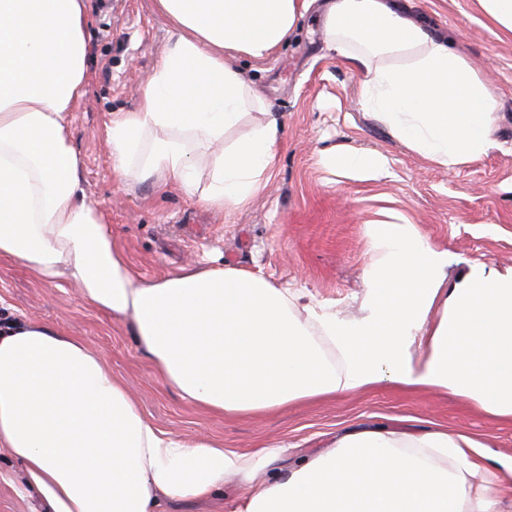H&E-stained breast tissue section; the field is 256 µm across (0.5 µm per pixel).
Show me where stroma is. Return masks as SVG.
Masks as SVG:
<instances>
[{
	"instance_id": "stroma-1",
	"label": "stroma",
	"mask_w": 512,
	"mask_h": 512,
	"mask_svg": "<svg viewBox=\"0 0 512 512\" xmlns=\"http://www.w3.org/2000/svg\"><path fill=\"white\" fill-rule=\"evenodd\" d=\"M398 3L412 19L451 37L490 79L498 100L493 126L501 149L451 171L396 141L363 111L361 76L329 49L324 0H314L297 34L273 56L229 59L281 115L284 131L267 189L242 209L222 211L150 181L122 179L115 171L107 128L116 113L138 108L144 81L166 49L167 21L155 0H88L91 52L85 93L70 114L72 139L82 159L86 199L102 212L134 273L161 278L194 263L231 265L355 316L365 291L363 269L371 259L366 226L385 208L397 210L447 249L449 275L471 261L512 266V40L499 38L475 0ZM335 146L384 154L390 177L360 181L330 174L320 156ZM0 313L22 314L82 339L146 417L186 440L206 435L241 449L285 444L304 456L326 450L350 423L411 416L512 456L511 424L496 423L464 398L409 393L388 384L274 414H211L164 384L129 326L87 309L74 283L48 286L18 263L0 262Z\"/></svg>"
}]
</instances>
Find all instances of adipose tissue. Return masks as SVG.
Segmentation results:
<instances>
[{
    "mask_svg": "<svg viewBox=\"0 0 512 512\" xmlns=\"http://www.w3.org/2000/svg\"><path fill=\"white\" fill-rule=\"evenodd\" d=\"M168 48L139 107L108 131L120 176L156 179L220 208L270 182L283 123L226 63L264 60L312 0H155ZM85 0H0V258L43 283L65 277L87 308L125 323L159 377L194 405L236 416L388 383L473 401L512 421V267L480 261L448 275V252L415 225L367 235L361 314L235 266L135 277L99 209L86 202L68 124L85 90ZM328 46L361 73L365 112L431 164L460 169L501 144L487 78L448 38L395 0H329ZM251 131L226 133L244 119ZM321 164L355 180L386 177L374 152L331 148ZM209 168V183L198 172ZM0 452L21 465L15 492L36 512H162L166 502L245 489L229 512H512V457L461 433L354 426L331 449L289 458L155 426L82 340L35 319L0 320Z\"/></svg>",
    "mask_w": 512,
    "mask_h": 512,
    "instance_id": "adipose-tissue-1",
    "label": "adipose tissue"
}]
</instances>
